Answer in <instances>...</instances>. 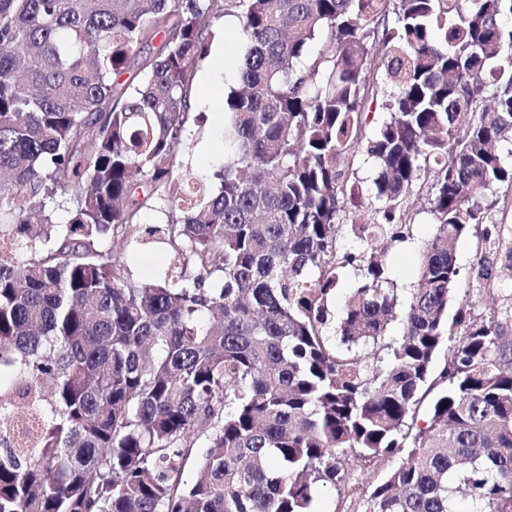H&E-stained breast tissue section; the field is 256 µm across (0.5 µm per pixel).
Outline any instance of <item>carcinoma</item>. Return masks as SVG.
Listing matches in <instances>:
<instances>
[{
    "instance_id": "cac0c4a2",
    "label": "carcinoma",
    "mask_w": 512,
    "mask_h": 512,
    "mask_svg": "<svg viewBox=\"0 0 512 512\" xmlns=\"http://www.w3.org/2000/svg\"><path fill=\"white\" fill-rule=\"evenodd\" d=\"M226 14L246 50L215 192L177 157ZM508 18L512 0H0V512H312L348 456L403 450L368 512H459L458 493L512 512V334L447 330L450 244L512 187ZM376 75L390 117L368 138ZM362 150L382 201L364 238L405 240L432 175L405 305L380 255L337 244ZM144 234L173 256L161 283L103 250ZM353 265L341 350L327 299ZM392 321L381 366L357 348Z\"/></svg>"
}]
</instances>
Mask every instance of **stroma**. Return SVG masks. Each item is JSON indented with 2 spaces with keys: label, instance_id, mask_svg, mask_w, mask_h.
<instances>
[{
  "label": "stroma",
  "instance_id": "obj_1",
  "mask_svg": "<svg viewBox=\"0 0 512 512\" xmlns=\"http://www.w3.org/2000/svg\"><path fill=\"white\" fill-rule=\"evenodd\" d=\"M240 28V20L235 16L214 21L211 40L225 49L224 70L220 77H213V61L205 59L193 81L192 99L198 121L184 140L179 160L185 169L206 180L211 179L224 162V99L230 88L239 83L244 53ZM350 172L355 196L344 201V227L338 235L339 244L354 252H383L389 275L398 285L400 299H407L418 280L421 252L436 233V221L428 201L424 198L416 201L413 214L407 218L411 231L406 240L386 243L363 239L357 207L375 203L377 168L372 158L361 154L355 158ZM487 205L491 236L486 238L472 231L454 244L461 271L457 294L462 303L450 307L449 312L467 323H504L512 328V264L505 258L506 253L512 251V188L496 189L488 197ZM105 250L123 262L134 279L143 282L163 279L171 260L167 245L151 239L132 248L109 242ZM481 256L493 266V286H486L475 273L476 260ZM405 460L402 452L370 462L349 456L346 467L352 476L351 483L320 489L313 504L314 512H366L372 488Z\"/></svg>",
  "mask_w": 512,
  "mask_h": 512
}]
</instances>
